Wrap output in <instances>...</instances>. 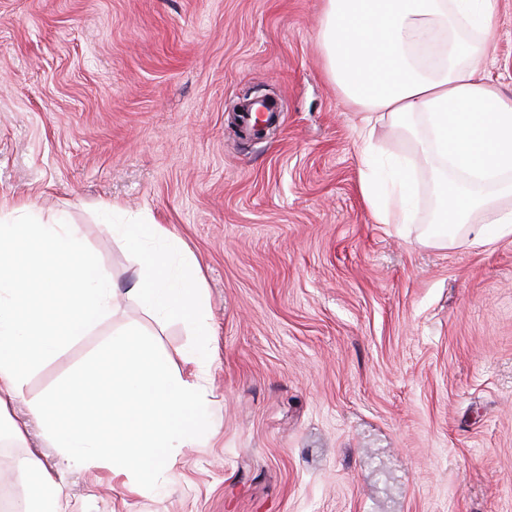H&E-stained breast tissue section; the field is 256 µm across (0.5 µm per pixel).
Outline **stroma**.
I'll return each instance as SVG.
<instances>
[{
    "label": "stroma",
    "instance_id": "1",
    "mask_svg": "<svg viewBox=\"0 0 512 512\" xmlns=\"http://www.w3.org/2000/svg\"><path fill=\"white\" fill-rule=\"evenodd\" d=\"M323 0H0V210L76 225L121 293L37 363L28 406L134 326L187 374L191 331L126 295L138 262L101 212L174 233L212 325L199 447L149 491L106 465L0 444L10 502L36 448L62 512H512V237L420 243L435 209L418 166L409 224L360 188V113L321 46ZM480 68L512 97V0ZM279 125L233 132L244 97Z\"/></svg>",
    "mask_w": 512,
    "mask_h": 512
}]
</instances>
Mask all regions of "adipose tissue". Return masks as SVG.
<instances>
[{"label": "adipose tissue", "mask_w": 512, "mask_h": 512, "mask_svg": "<svg viewBox=\"0 0 512 512\" xmlns=\"http://www.w3.org/2000/svg\"><path fill=\"white\" fill-rule=\"evenodd\" d=\"M496 0H324L320 39L328 73L362 113V161L378 124L408 130L423 157L447 170L434 182L435 222L426 242L445 248L512 236V98L476 65L495 35ZM410 175L381 195L371 172L362 194L376 223L409 220ZM117 295L70 224L29 214L0 224V424L25 443L10 419L26 378L110 313ZM29 494L13 512H61V489L37 454L20 462Z\"/></svg>", "instance_id": "1"}]
</instances>
